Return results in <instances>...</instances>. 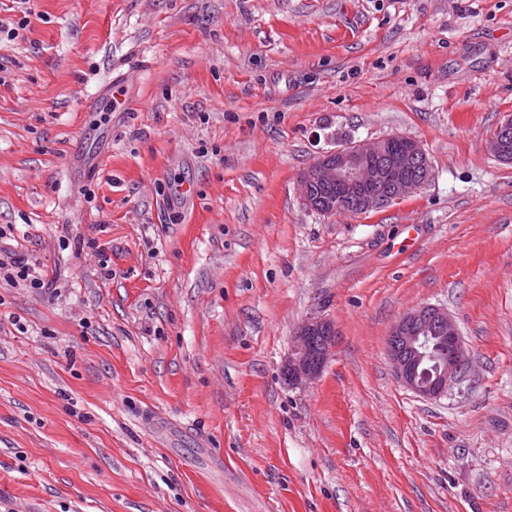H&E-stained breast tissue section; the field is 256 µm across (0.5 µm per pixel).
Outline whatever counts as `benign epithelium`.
<instances>
[{
	"mask_svg": "<svg viewBox=\"0 0 512 512\" xmlns=\"http://www.w3.org/2000/svg\"><path fill=\"white\" fill-rule=\"evenodd\" d=\"M512 133V117L495 131L492 152L506 156L504 139ZM432 169L421 144L404 135H392L371 143L351 142L319 155L300 177V198L313 212L367 214L419 192L430 180ZM336 191V202L315 197L312 187ZM337 332L332 322L314 318L298 330L286 376L293 384L316 380L336 346ZM448 344V359L428 384L420 378V368L429 357L430 345ZM387 353L397 380L407 390L425 400H439L464 382L471 372V358L455 320L448 311L431 305L402 315L391 326Z\"/></svg>",
	"mask_w": 512,
	"mask_h": 512,
	"instance_id": "1",
	"label": "benign epithelium"
}]
</instances>
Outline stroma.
I'll list each match as a JSON object with an SVG mask.
<instances>
[{"instance_id": "1", "label": "stroma", "mask_w": 512, "mask_h": 512, "mask_svg": "<svg viewBox=\"0 0 512 512\" xmlns=\"http://www.w3.org/2000/svg\"><path fill=\"white\" fill-rule=\"evenodd\" d=\"M29 8L0 43V227L59 280L0 281V512H512V163L487 147L512 0ZM395 134L421 191L303 205L317 156ZM427 304L472 358L436 401L386 351ZM316 317L334 353L288 384ZM337 332L332 322L314 318L298 330L288 364L285 367L290 383L315 381L322 373L336 346Z\"/></svg>"}]
</instances>
